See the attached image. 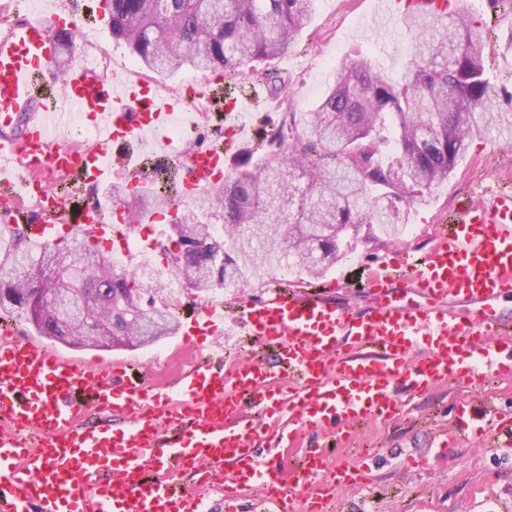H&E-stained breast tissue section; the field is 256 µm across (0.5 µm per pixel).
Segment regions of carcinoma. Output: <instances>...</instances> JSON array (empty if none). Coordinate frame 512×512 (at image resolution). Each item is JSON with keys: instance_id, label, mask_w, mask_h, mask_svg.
<instances>
[{"instance_id": "obj_1", "label": "carcinoma", "mask_w": 512, "mask_h": 512, "mask_svg": "<svg viewBox=\"0 0 512 512\" xmlns=\"http://www.w3.org/2000/svg\"><path fill=\"white\" fill-rule=\"evenodd\" d=\"M113 46L156 74L182 69L246 73L293 47L316 0H104ZM412 55L404 81L358 55L334 70L315 109L288 113L267 135L260 164L251 150L209 198L224 237L195 214H175L156 249L185 286L205 299L249 283L284 258L321 274L352 242L403 228L398 204L423 205L448 182L470 139L512 138V101L490 78L483 32L464 0L453 14L402 16ZM168 210L167 190L127 197ZM84 303L63 324L44 314L48 294ZM124 264L74 235L63 245L27 241L0 225V313L17 315L37 335L86 348L146 347L175 334L171 305L156 303Z\"/></svg>"}]
</instances>
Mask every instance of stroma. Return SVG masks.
Here are the masks:
<instances>
[{"mask_svg":"<svg viewBox=\"0 0 512 512\" xmlns=\"http://www.w3.org/2000/svg\"><path fill=\"white\" fill-rule=\"evenodd\" d=\"M380 0H316L315 12L304 28L296 48L266 61L274 73L288 74L287 89L273 92L264 87L261 110L246 121L242 146L255 155L263 150L257 138L264 128L262 112L281 116L285 112L310 111L322 98L330 68L363 55L393 77H401L406 56L379 51L383 42L408 44L409 36L396 18L383 15ZM64 5L66 14L94 30L104 49H111L112 35L104 17L103 0H45L48 12ZM472 20L487 27L483 53L497 80L512 75V65L503 62L512 52V0L492 5L488 0H467ZM512 188V143L476 138L451 174L436 189L428 205L405 210V226L397 237L376 235L320 276L304 275L306 286H316L341 276L350 285L337 293L340 302L367 307L371 296L359 283L389 252L405 246L429 250L442 219L454 216L475 199L479 188ZM198 339L175 334L159 344L130 350L96 351L64 346L66 354L109 361L127 356L152 367L161 385L175 383L184 362L198 356ZM408 411L392 424L368 423L355 432L349 448L339 450L340 462L370 466L375 481L366 488L342 492L334 512H512V451L487 447L475 431L466 429L457 415L459 405L480 408L491 403L512 414V380L487 382L451 381L426 395L408 398Z\"/></svg>","mask_w":512,"mask_h":512,"instance_id":"stroma-1","label":"stroma"}]
</instances>
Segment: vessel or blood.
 Wrapping results in <instances>:
<instances>
[{
  "mask_svg": "<svg viewBox=\"0 0 512 512\" xmlns=\"http://www.w3.org/2000/svg\"><path fill=\"white\" fill-rule=\"evenodd\" d=\"M446 0H390L400 10L437 11ZM56 45L46 19L0 34V190L27 199L47 162L101 183L125 180L140 190L151 177L140 158L145 139L189 172L185 197L222 187L224 159L240 125L224 139L179 149L164 132L185 99L160 98L150 80L116 84L100 77L88 57L72 63L58 85L70 110L93 116L98 137L86 152L60 149L53 138L67 121L36 77L50 72ZM94 207L53 200L38 214L7 207L0 222L20 224L27 239L53 244L61 234H111L139 218L113 203L109 223L88 221ZM373 305L354 309L322 292L281 294L244 307L241 321L255 340L277 352L276 363L245 357L223 365L195 364L174 394L150 393L144 368L127 360L97 364L68 357L32 340L0 342V512H201L204 494H224L225 512L260 488L265 512H329L336 494L371 481L368 470L334 464L328 448L299 455L284 475L257 454L249 427L235 426L244 399L268 418L288 417L289 434L336 428V444L357 426L405 410L395 387L404 380L422 394L451 380L512 378V192L457 213L424 255L400 250L371 273ZM420 294L421 304L403 303ZM458 311H449V304ZM196 329L224 327V308H201ZM483 337L484 347L474 345ZM427 343L425 357L413 350ZM123 415L125 427L89 425V409ZM178 436L163 441L161 427ZM284 433V434H287ZM283 433L270 428L267 449L280 451Z\"/></svg>",
  "mask_w": 512,
  "mask_h": 512,
  "instance_id": "obj_1",
  "label": "vessel or blood"
}]
</instances>
